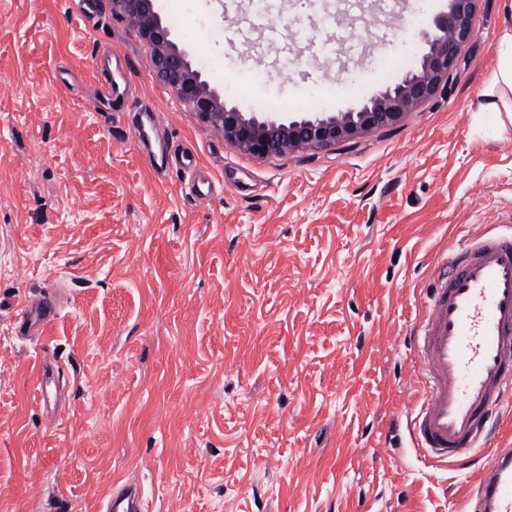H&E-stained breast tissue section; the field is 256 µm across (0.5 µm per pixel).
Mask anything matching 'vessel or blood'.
I'll use <instances>...</instances> for the list:
<instances>
[{
    "label": "vessel or blood",
    "instance_id": "vessel-or-blood-1",
    "mask_svg": "<svg viewBox=\"0 0 512 512\" xmlns=\"http://www.w3.org/2000/svg\"><path fill=\"white\" fill-rule=\"evenodd\" d=\"M284 0H252L248 25L255 39L273 41L282 30L272 23ZM287 25L302 33L311 18L292 16ZM308 53L331 57L334 46L305 38ZM22 335L44 334L60 308L57 294L19 303ZM422 361L425 398L408 421L411 443L423 456L461 465L492 430V420L512 387V233L487 234L460 243L446 258L445 272L429 296L415 337ZM482 512H512V454L498 453L477 487ZM99 512H145L140 486L115 479Z\"/></svg>",
    "mask_w": 512,
    "mask_h": 512
}]
</instances>
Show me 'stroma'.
Wrapping results in <instances>:
<instances>
[{
  "label": "stroma",
  "mask_w": 512,
  "mask_h": 512,
  "mask_svg": "<svg viewBox=\"0 0 512 512\" xmlns=\"http://www.w3.org/2000/svg\"><path fill=\"white\" fill-rule=\"evenodd\" d=\"M350 34L334 62L291 38L256 64L210 0H155L194 68L242 112H347L418 66L448 0H290ZM512 0H481L445 87L399 124L257 158L192 117L111 0H0V512H95L115 475L147 512H473L512 448V396L465 466L423 462L413 332L452 249L512 216V120L478 91ZM125 55L132 100L105 98ZM198 157L210 194L156 169L135 110ZM68 302L19 336L17 302ZM49 356L62 380L37 396ZM113 66L115 67L116 70L123 69V63L119 56L112 55V57H108V56L101 57V59H100L101 70L108 76V79H107L108 86H107V91H106L105 95L110 96V97L114 96L115 99H118V98L129 99V97H130V92H129L130 83H129V78H128V72H130L129 61L127 60V62H126L125 81H124L123 88H121L119 85L115 86L112 83Z\"/></svg>",
  "instance_id": "1"
}]
</instances>
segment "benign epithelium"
Instances as JSON below:
<instances>
[{"label": "benign epithelium", "instance_id": "obj_1", "mask_svg": "<svg viewBox=\"0 0 512 512\" xmlns=\"http://www.w3.org/2000/svg\"><path fill=\"white\" fill-rule=\"evenodd\" d=\"M479 0H448V10L417 31L425 45L419 66L372 97L361 108L339 113L314 112L288 117L280 112L247 115L192 68L187 55L154 10L153 0H112V13L136 25L151 47L149 65L158 79L192 114L224 132L233 147L256 157L306 148L323 149L400 123L448 83L462 49L473 35Z\"/></svg>", "mask_w": 512, "mask_h": 512}]
</instances>
